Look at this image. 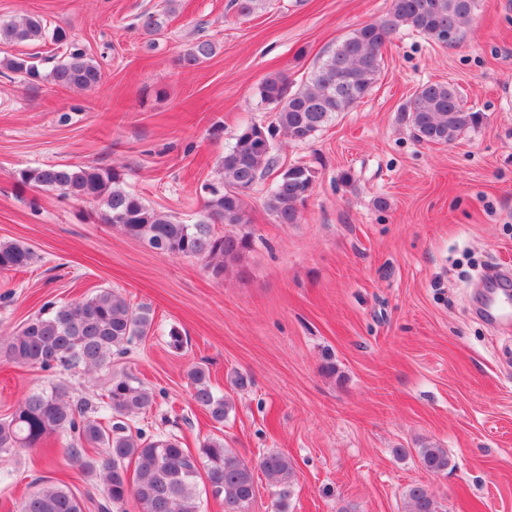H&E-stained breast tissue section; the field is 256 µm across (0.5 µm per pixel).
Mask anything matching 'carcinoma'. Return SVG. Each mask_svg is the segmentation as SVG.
Segmentation results:
<instances>
[{"label": "carcinoma", "instance_id": "1", "mask_svg": "<svg viewBox=\"0 0 512 512\" xmlns=\"http://www.w3.org/2000/svg\"><path fill=\"white\" fill-rule=\"evenodd\" d=\"M479 0H391L377 20L349 32L299 85L288 76L267 75L257 88L260 101L276 112V125L251 124L218 161V182L206 187L200 220L181 224L157 210L122 185L120 174L90 164H44L24 170L19 182L89 201L103 208L102 218L125 235L158 254L200 258L218 277L227 264L240 259L252 245L248 233L218 235L214 224H249L245 197L275 163L266 145L282 131L295 142H307L339 114L351 110L373 89L382 66L381 48L391 36L411 30L442 44L460 41L463 28ZM51 40L65 48L49 73L56 85L91 90L102 82L99 65L80 48L63 27L47 32L37 17L0 22V43H42ZM215 44L205 38L191 42L181 55L186 67L207 61ZM43 60L34 55L0 57V70L33 83L43 78ZM480 112L466 106L451 83L426 82L401 105L399 120L412 138L425 145H449L477 128ZM314 170L293 165L282 172L266 200L267 210L280 224H296L314 189ZM34 259L32 249L19 242L0 243V270H19ZM152 309L134 306L116 289L101 288L83 300L65 306L49 303L11 336H0V359L44 371L83 367L92 372L108 366L128 351L134 339L149 333ZM191 400L212 421L224 424L229 405L211 383L204 368L189 369ZM156 394L137 376L115 372L103 398L107 423L88 415L91 403L74 401L63 384L29 393L6 417L0 418V459L39 447L46 439L63 437L70 460L87 475L100 474L96 497H83L59 479H39L20 504L19 512H85V502L97 512H112L133 501L137 512H202L198 480L206 475L208 488L224 502V512H250L256 498L255 470L273 489L276 512H288L293 494L295 463L271 451L257 465L228 447L222 437H208L198 453L182 447L174 436L155 437L132 431L128 420L155 404ZM421 467L430 472L448 469L447 450L434 446L414 449ZM406 512H442L435 496L422 485L404 494Z\"/></svg>", "mask_w": 512, "mask_h": 512}]
</instances>
